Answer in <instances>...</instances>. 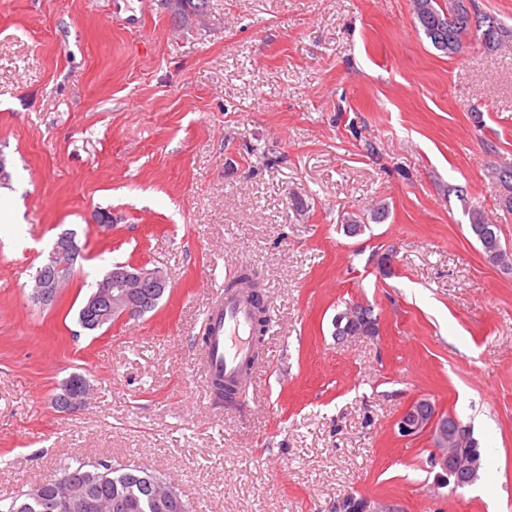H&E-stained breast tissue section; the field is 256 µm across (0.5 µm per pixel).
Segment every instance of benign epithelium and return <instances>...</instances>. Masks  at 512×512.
I'll return each mask as SVG.
<instances>
[{"label": "benign epithelium", "instance_id": "benign-epithelium-1", "mask_svg": "<svg viewBox=\"0 0 512 512\" xmlns=\"http://www.w3.org/2000/svg\"><path fill=\"white\" fill-rule=\"evenodd\" d=\"M83 250L73 231L58 236L50 252L51 267L35 277L33 299L43 306L56 304L58 285L83 258ZM166 278L155 269L144 266L112 265L98 281L95 291L86 299L82 325L93 331L112 319L130 320L140 317L144 306L141 298L148 292L167 288ZM90 392L89 381L79 373L71 374L51 398L55 408L66 412L85 405ZM398 434L412 438L431 433L437 449L435 461L453 486L470 485L479 476L482 459L469 447L470 430L454 417L438 416L431 403L423 398L411 402L396 420Z\"/></svg>", "mask_w": 512, "mask_h": 512}]
</instances>
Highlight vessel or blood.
Here are the masks:
<instances>
[{
	"instance_id": "vessel-or-blood-1",
	"label": "vessel or blood",
	"mask_w": 512,
	"mask_h": 512,
	"mask_svg": "<svg viewBox=\"0 0 512 512\" xmlns=\"http://www.w3.org/2000/svg\"><path fill=\"white\" fill-rule=\"evenodd\" d=\"M254 309L248 292L216 297L204 314L206 340L200 360L199 385L212 393L216 381L241 383L256 375L261 361L253 357Z\"/></svg>"
}]
</instances>
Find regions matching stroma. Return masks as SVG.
Returning <instances> with one entry per match:
<instances>
[{
  "label": "stroma",
  "mask_w": 512,
  "mask_h": 512,
  "mask_svg": "<svg viewBox=\"0 0 512 512\" xmlns=\"http://www.w3.org/2000/svg\"><path fill=\"white\" fill-rule=\"evenodd\" d=\"M10 0L0 10V498L73 459L139 468L195 512H512V253L491 172L512 163V48L447 56L411 0ZM387 206L347 233L350 214ZM107 214L110 225L95 223ZM84 257L54 307L29 285L57 236ZM115 263L160 270L158 307L95 333L78 310ZM264 294L265 370L204 395L202 320L240 271ZM370 306L377 331L337 341ZM81 410L50 403L71 373ZM470 427L484 478L450 492L413 400ZM165 9L179 27H192L194 20L199 21L207 15L208 0H164ZM470 228L490 259L499 263H507L511 260L510 254L502 248L493 225L488 223L482 211L472 212Z\"/></svg>",
  "instance_id": "stroma-1"
}]
</instances>
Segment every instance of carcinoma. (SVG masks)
I'll return each instance as SVG.
<instances>
[{
	"instance_id": "carcinoma-1",
	"label": "carcinoma",
	"mask_w": 512,
	"mask_h": 512,
	"mask_svg": "<svg viewBox=\"0 0 512 512\" xmlns=\"http://www.w3.org/2000/svg\"><path fill=\"white\" fill-rule=\"evenodd\" d=\"M165 9L178 26L188 28L193 21L207 15L208 0H164ZM414 15L433 47L445 54L461 52L465 41L478 42L487 50H499L512 43V29L501 23L483 35L473 30L471 20L482 16L476 10H470L465 0H448L442 6L438 0H413ZM471 231L479 240L487 256L499 263L512 260V255L504 250L484 213L475 210L471 214ZM257 308L254 322V343L263 342L267 318L265 307L259 294H252ZM60 475H71L81 485L82 490L101 503L99 512H184L181 503L165 497L166 486L162 479L150 474L153 482L142 479L144 471L127 469L125 471L106 470L103 467L86 464L76 459L62 466ZM0 512H79L68 507L63 500L53 495L52 480L40 486L21 491L10 501L0 504Z\"/></svg>"
}]
</instances>
